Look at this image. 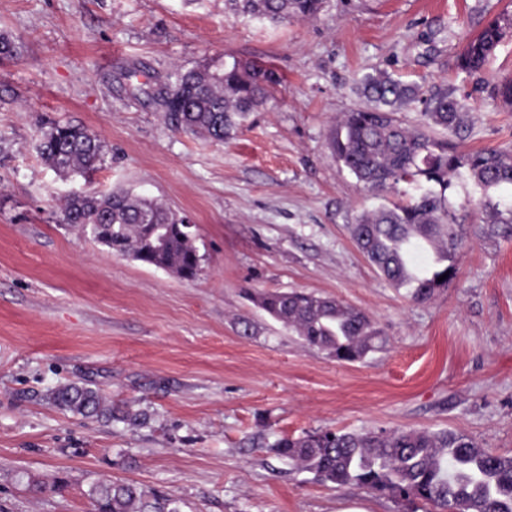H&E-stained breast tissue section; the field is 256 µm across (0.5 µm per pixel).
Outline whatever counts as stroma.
I'll list each match as a JSON object with an SVG mask.
<instances>
[{
  "label": "stroma",
  "mask_w": 512,
  "mask_h": 512,
  "mask_svg": "<svg viewBox=\"0 0 512 512\" xmlns=\"http://www.w3.org/2000/svg\"><path fill=\"white\" fill-rule=\"evenodd\" d=\"M512 0H327L279 25L224 0H0V512H92L99 480L180 499L183 512H423L421 502L316 482L265 442L315 429H452L512 455V238L492 233L455 181L470 244L457 279L416 302L349 226L381 200L332 157L337 115L384 70L447 85L464 149L512 151V36L482 72L467 41ZM273 66L282 83L215 142L174 130L143 93L176 66ZM51 121L98 134L97 169L64 177L36 151ZM122 188L186 214L202 257L192 281L113 255L56 223L59 199ZM308 291L367 312L384 345L343 363L305 345L249 297ZM87 382L146 414L139 426L54 407Z\"/></svg>",
  "instance_id": "35a3bbf8"
}]
</instances>
